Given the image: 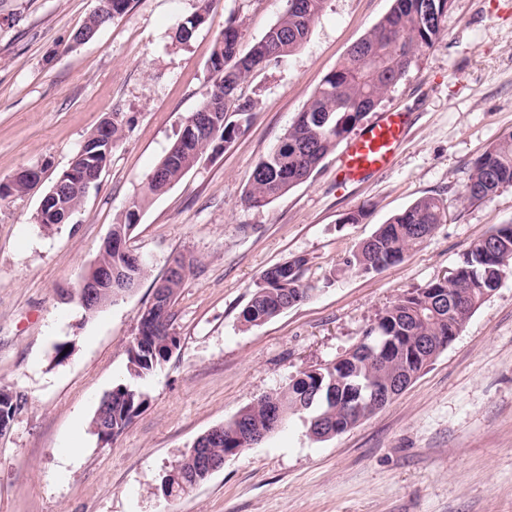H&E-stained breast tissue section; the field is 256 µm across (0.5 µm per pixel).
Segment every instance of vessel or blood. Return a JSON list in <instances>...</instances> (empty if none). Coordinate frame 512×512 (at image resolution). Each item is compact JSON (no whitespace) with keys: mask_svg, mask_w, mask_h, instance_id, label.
Listing matches in <instances>:
<instances>
[{"mask_svg":"<svg viewBox=\"0 0 512 512\" xmlns=\"http://www.w3.org/2000/svg\"><path fill=\"white\" fill-rule=\"evenodd\" d=\"M407 128L404 113L378 114L347 142L340 159L343 182L361 183L390 169Z\"/></svg>","mask_w":512,"mask_h":512,"instance_id":"vessel-or-blood-1","label":"vessel or blood"}]
</instances>
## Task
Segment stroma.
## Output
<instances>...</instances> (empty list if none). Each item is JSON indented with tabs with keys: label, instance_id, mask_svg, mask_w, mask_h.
I'll list each match as a JSON object with an SVG mask.
<instances>
[{
	"label": "stroma",
	"instance_id": "35a3bbf8",
	"mask_svg": "<svg viewBox=\"0 0 512 512\" xmlns=\"http://www.w3.org/2000/svg\"><path fill=\"white\" fill-rule=\"evenodd\" d=\"M96 6L0 0V182L41 171L26 194L0 199V388L25 400L0 436V512H512V273L447 349L353 429L317 441L292 415L193 493L157 491L199 436L334 362L399 295L447 276L471 242L512 223V187L488 202L460 199L473 159L512 133V0H451L440 39L379 106L410 119L390 170L346 185L333 153L263 207L244 201L258 160L392 0H327L299 52L238 88L256 103L245 131L149 198L146 175L210 95L216 32L235 20L248 51L286 2L214 0L182 43L178 27L197 0H130L73 43ZM114 115L121 140L97 185L69 223L36 224L57 176ZM427 195L448 210L421 244L378 272L348 265L381 224ZM135 198L143 204L127 244L149 277L85 315L80 279ZM360 209L363 220L350 223ZM181 255L196 263L172 308L179 346L142 380L145 410L101 445L91 418L128 380L136 315ZM298 256L309 299L245 328L240 313L262 271ZM64 342L71 352L60 361ZM76 434L83 450L65 459Z\"/></svg>",
	"mask_w": 512,
	"mask_h": 512
}]
</instances>
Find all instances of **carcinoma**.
Masks as SVG:
<instances>
[{"label":"carcinoma","instance_id":"obj_1","mask_svg":"<svg viewBox=\"0 0 512 512\" xmlns=\"http://www.w3.org/2000/svg\"><path fill=\"white\" fill-rule=\"evenodd\" d=\"M196 13L180 27L178 38L188 40L192 32L207 22L213 0H198ZM450 0H393L388 14L353 43L338 66L329 72L298 113L288 131L256 164L245 201L264 206L306 182L321 162L374 111L384 94L395 85L412 63L431 48L442 33V23ZM326 0H298L286 7L260 39L267 49L264 57L239 50L240 33L228 19L216 32L210 58L213 89L201 112L212 111L215 99L231 89L232 104L207 118L197 134L181 133L164 158L147 174L145 194L161 195L197 166L204 156L218 153L231 143L242 127L254 117V102L235 96V90L257 70L271 61L292 55L307 41L314 23L321 16ZM129 0H112V13L99 9L73 37L81 43L94 36L108 21L122 14ZM378 59L369 67L365 55ZM96 128L73 158L74 166L85 168L107 164L112 149L100 143ZM512 187V135L490 145L469 168L462 198L481 203L492 200L504 188ZM84 193L73 188L58 197L51 207L74 213ZM139 204L134 202L124 220L112 225V238L125 239L136 223ZM445 217L443 199L423 196L393 215L373 235L363 241L349 259V265L362 273L378 272L398 262L405 252L419 245ZM103 263L117 273L112 292L102 294V306L113 303L111 293H127L149 273L145 262L132 263L118 251L103 257ZM180 271L154 282L168 291L176 302L190 264L178 260ZM306 258L299 256L273 265L260 275V285L241 312L245 326H260L282 313L281 307L298 305L308 298L302 283ZM512 272V224H501L474 240L463 254L456 272L433 280L399 296L384 308L375 324L355 348L336 362L300 373L287 389L268 394L243 408L231 419L214 427L204 446L222 460L243 451L239 434L244 431L267 434L271 417L286 421L290 414H305L311 435L326 440L342 434L362 421L350 408L358 398L369 401L371 389L397 385L401 394L418 373L444 351L459 334L471 315L499 288L503 276ZM172 315H167L139 345H129L125 353L129 381L116 385L101 399L91 420H108L112 439H117L147 405L138 381L145 379L172 356L177 340L170 339ZM372 345L378 356L362 352ZM24 398L0 388V420H14ZM182 475L176 483V496L192 492V480L201 476L195 459L185 453L171 465Z\"/></svg>","mask_w":512,"mask_h":512}]
</instances>
